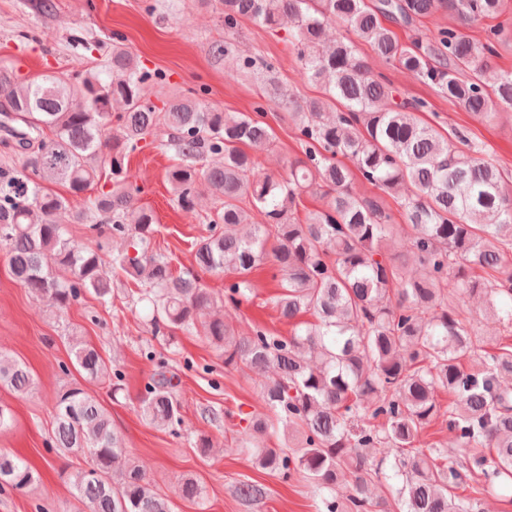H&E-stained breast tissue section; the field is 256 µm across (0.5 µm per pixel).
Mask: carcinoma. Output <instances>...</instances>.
Wrapping results in <instances>:
<instances>
[{
    "instance_id": "obj_1",
    "label": "carcinoma",
    "mask_w": 512,
    "mask_h": 512,
    "mask_svg": "<svg viewBox=\"0 0 512 512\" xmlns=\"http://www.w3.org/2000/svg\"><path fill=\"white\" fill-rule=\"evenodd\" d=\"M224 24L242 18L267 28L295 19L290 42L302 46L308 79L323 97L294 106L303 156L288 178L257 176L244 144L262 150L272 128L244 112H224L182 95L158 108L144 84L164 85L138 57L111 45L103 62L78 79L44 74L19 80L0 69V130L3 144L25 157L16 170L0 169V245L7 249L14 280L62 312L82 294L108 302L112 274L139 286L154 335L201 331L224 357V369L246 367L267 376L261 386L265 412L243 418L246 434L279 432L283 448H240L271 475L310 482L324 512H474V503L455 493L461 472L436 462V448L421 438L438 419L448 423L460 446L471 450L469 480L476 492L512 486V346L487 350L471 322L449 300L482 294L486 310L512 325V186L481 147L466 149L420 124L410 102L383 78L371 75L351 41L338 38L319 49L324 26L334 22L367 41L386 62L434 86L449 102L475 116L491 118L512 109V72L488 88L482 82L495 54L499 31L486 41L449 29L432 42L403 45L383 24H411L446 6L464 20L494 18L505 0H222ZM123 111L112 113L113 105ZM171 131L168 146L178 164L167 182L178 207L196 211L199 180L221 203L210 234L194 246L193 263L203 272L228 270L236 280L227 300H249V275L271 260L281 291L274 297L280 317L293 324L288 336L261 329L237 336L215 316L224 300L192 273L176 276L170 263L150 249L157 218L138 204L126 160L158 128ZM353 160L350 169L337 156ZM110 189L88 194L102 175ZM360 175L383 194L405 189L403 207L412 233L408 253L388 252L394 225L379 197H358ZM46 182L68 187L65 197ZM316 183L326 188L327 207L303 224L291 220L300 192ZM249 201L264 217L244 235L248 221L240 203ZM68 223L130 241L133 252L112 255L67 237ZM224 225V230L217 225ZM310 313L314 323L297 318ZM74 367L90 381H112L122 391V373L99 352L71 338ZM476 356L467 370L462 360ZM139 398L143 418L165 430L181 421L180 402L164 358ZM0 384L18 395L35 387L28 367L0 352ZM439 389L452 403L436 400ZM52 441L85 466L68 475L76 512H172L144 468L123 448L104 407L85 389L69 387L55 402ZM393 451L390 468L371 456ZM352 478V492L336 496V484ZM36 481L20 457L0 452V487L25 489ZM383 487L388 495L376 496ZM183 498L199 502L203 489L191 476ZM242 498L258 501L266 489L241 485Z\"/></svg>"
}]
</instances>
